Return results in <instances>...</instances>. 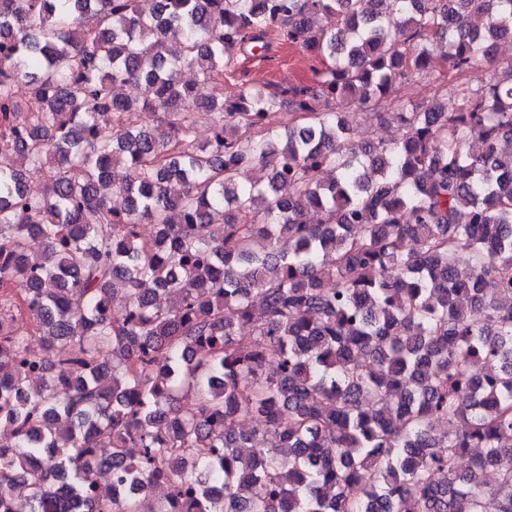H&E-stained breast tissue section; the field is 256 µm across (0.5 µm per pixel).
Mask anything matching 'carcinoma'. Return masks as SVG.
<instances>
[{
  "label": "carcinoma",
  "mask_w": 512,
  "mask_h": 512,
  "mask_svg": "<svg viewBox=\"0 0 512 512\" xmlns=\"http://www.w3.org/2000/svg\"><path fill=\"white\" fill-rule=\"evenodd\" d=\"M511 35L512 0H0V512H135L88 493L103 468L166 480L157 512H512V63L389 145L335 112ZM275 43L313 83L224 94Z\"/></svg>",
  "instance_id": "carcinoma-1"
}]
</instances>
